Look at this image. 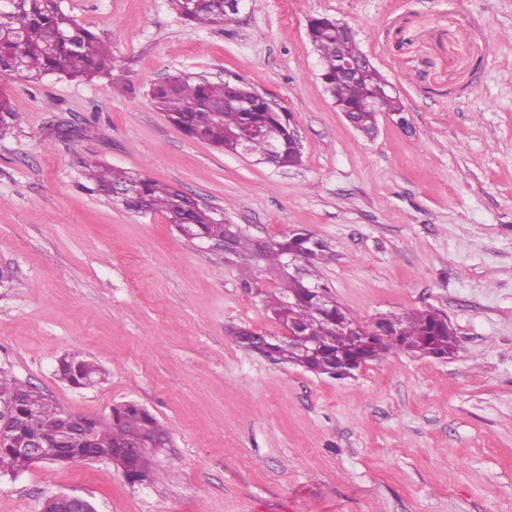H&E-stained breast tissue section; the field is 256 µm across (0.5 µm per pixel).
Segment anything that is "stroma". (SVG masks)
Returning <instances> with one entry per match:
<instances>
[{"label":"stroma","mask_w":512,"mask_h":512,"mask_svg":"<svg viewBox=\"0 0 512 512\" xmlns=\"http://www.w3.org/2000/svg\"><path fill=\"white\" fill-rule=\"evenodd\" d=\"M112 44L121 77L8 80L0 136V371L62 410L134 402L167 429L149 484L105 460L0 470V512L75 493L97 512H512V0H246L184 23L168 0H63ZM347 23L410 118L368 139L325 92L308 21ZM241 80L291 113L299 166L190 139L159 112L167 75ZM79 129L70 151L58 128ZM169 183L258 239L331 243L322 281L363 323L435 308L458 349L404 352L336 380L239 347L284 327L220 251L159 214L86 191L76 156ZM106 372L75 389L58 360Z\"/></svg>","instance_id":"1"}]
</instances>
